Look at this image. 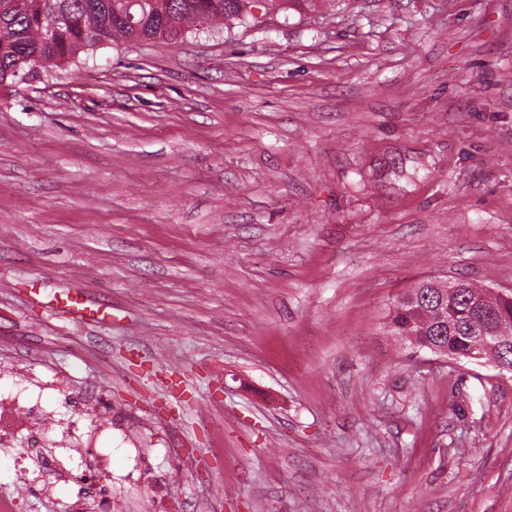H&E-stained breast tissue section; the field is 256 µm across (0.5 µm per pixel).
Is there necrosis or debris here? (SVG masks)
<instances>
[{
  "mask_svg": "<svg viewBox=\"0 0 512 512\" xmlns=\"http://www.w3.org/2000/svg\"><path fill=\"white\" fill-rule=\"evenodd\" d=\"M68 397L56 376L33 384L26 394L0 397V445L12 448L14 468L38 473L40 491H48L62 479L81 491L92 486L96 489L91 498L92 512H112L111 486L102 480L109 460L98 449L99 438L112 433V420L87 404L82 405L79 415L59 417L49 402ZM66 452L79 455L76 468L65 467L62 455Z\"/></svg>",
  "mask_w": 512,
  "mask_h": 512,
  "instance_id": "obj_1",
  "label": "necrosis or debris"
}]
</instances>
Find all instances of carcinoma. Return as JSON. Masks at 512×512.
I'll list each match as a JSON object with an SVG mask.
<instances>
[{
  "mask_svg": "<svg viewBox=\"0 0 512 512\" xmlns=\"http://www.w3.org/2000/svg\"><path fill=\"white\" fill-rule=\"evenodd\" d=\"M252 7V0H0V84L119 40H175L214 22L242 24ZM387 319L391 335L427 351L460 353L481 327L499 343L493 360L512 368V299L498 291L464 280L452 290L421 280L394 300Z\"/></svg>",
  "mask_w": 512,
  "mask_h": 512,
  "instance_id": "cac0c4a2",
  "label": "carcinoma"
}]
</instances>
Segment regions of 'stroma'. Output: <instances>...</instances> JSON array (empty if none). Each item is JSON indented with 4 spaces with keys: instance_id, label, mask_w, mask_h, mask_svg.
<instances>
[{
    "instance_id": "stroma-1",
    "label": "stroma",
    "mask_w": 512,
    "mask_h": 512,
    "mask_svg": "<svg viewBox=\"0 0 512 512\" xmlns=\"http://www.w3.org/2000/svg\"><path fill=\"white\" fill-rule=\"evenodd\" d=\"M427 278L512 292V0H290L0 85V366L111 415L112 512H512V373L387 331ZM31 483L0 447L17 512H77ZM57 302L62 305L63 309L80 314L82 317L97 318L102 315L101 308L94 309V304L89 301L78 290H71L58 298Z\"/></svg>"
}]
</instances>
